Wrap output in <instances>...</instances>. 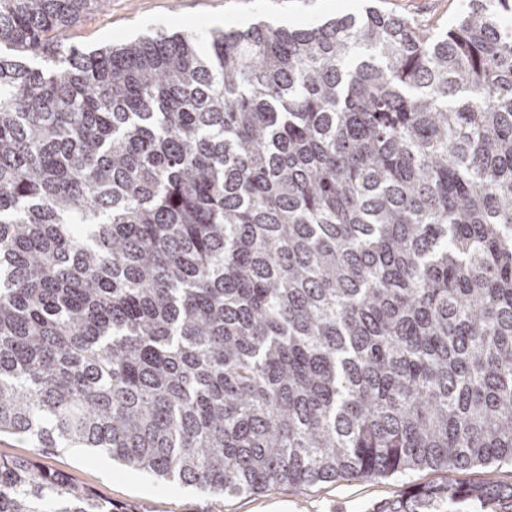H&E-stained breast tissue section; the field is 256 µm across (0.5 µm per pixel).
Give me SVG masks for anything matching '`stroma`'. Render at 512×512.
Segmentation results:
<instances>
[{"mask_svg":"<svg viewBox=\"0 0 512 512\" xmlns=\"http://www.w3.org/2000/svg\"><path fill=\"white\" fill-rule=\"evenodd\" d=\"M466 0H111L67 32L68 44L91 51L117 46L156 31L205 33L215 28L244 29L258 22L305 28L374 6L410 18L431 33L452 27ZM0 457L37 458L51 470L69 475L111 500L117 512H386L404 485L454 480L460 484L490 481L512 486V464L473 467L451 473L421 470L406 479L376 477L314 486L283 485L233 498L199 493L179 482H164L112 461L99 451L63 449L39 455L27 438L0 434Z\"/></svg>","mask_w":512,"mask_h":512,"instance_id":"1","label":"stroma"}]
</instances>
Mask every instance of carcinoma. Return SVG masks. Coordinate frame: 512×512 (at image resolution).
I'll return each mask as SVG.
<instances>
[{"instance_id": "obj_1", "label": "carcinoma", "mask_w": 512, "mask_h": 512, "mask_svg": "<svg viewBox=\"0 0 512 512\" xmlns=\"http://www.w3.org/2000/svg\"><path fill=\"white\" fill-rule=\"evenodd\" d=\"M107 3L0 0V433L216 497L512 462V0L67 45ZM0 512L114 510L0 458Z\"/></svg>"}]
</instances>
